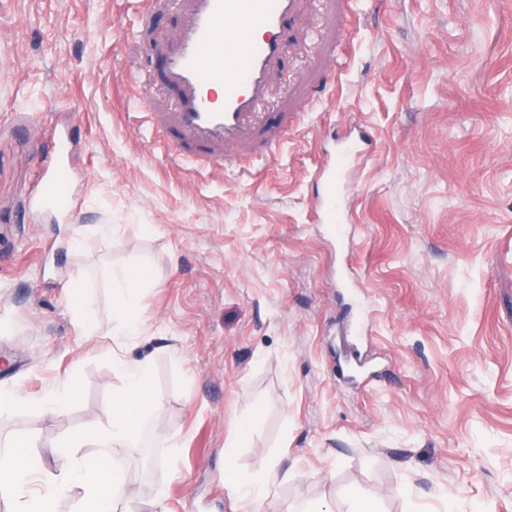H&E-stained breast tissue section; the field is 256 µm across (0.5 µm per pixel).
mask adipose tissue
I'll list each match as a JSON object with an SVG mask.
<instances>
[{
	"mask_svg": "<svg viewBox=\"0 0 512 512\" xmlns=\"http://www.w3.org/2000/svg\"><path fill=\"white\" fill-rule=\"evenodd\" d=\"M111 278L115 292L114 317L120 330L133 329L136 326L133 297L141 275L126 267L113 271ZM116 368L124 377L125 386L112 399L109 422L88 425L56 446L58 453L75 458L69 473L56 479L47 478L42 459L30 452V442L23 436L14 441L19 449L17 457L0 458V495L15 498L18 512H54L57 497L73 491L79 494L78 512H119L128 489L114 450L133 444L138 425L151 407V398L147 389V362L121 360ZM276 479V471L271 470L248 485L239 479L234 468H227L224 473L226 489L241 501L245 512H259L264 493Z\"/></svg>",
	"mask_w": 512,
	"mask_h": 512,
	"instance_id": "1",
	"label": "adipose tissue"
}]
</instances>
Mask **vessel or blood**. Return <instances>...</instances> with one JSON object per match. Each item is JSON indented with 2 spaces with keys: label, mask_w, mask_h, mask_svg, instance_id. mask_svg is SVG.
<instances>
[{
  "label": "vessel or blood",
  "mask_w": 512,
  "mask_h": 512,
  "mask_svg": "<svg viewBox=\"0 0 512 512\" xmlns=\"http://www.w3.org/2000/svg\"><path fill=\"white\" fill-rule=\"evenodd\" d=\"M295 0H191L190 20L168 50L164 64L168 81L180 94L179 126L183 137L199 151L241 131L258 106L267 72L282 51L284 20ZM222 88L215 98L214 88ZM71 137L61 130L54 135L52 161L41 172L38 209H62L56 192L60 171L70 157ZM358 142L342 144L335 161L322 165L319 178L325 192L316 201L320 222H346L339 193L347 161L360 156Z\"/></svg>",
  "instance_id": "1"
}]
</instances>
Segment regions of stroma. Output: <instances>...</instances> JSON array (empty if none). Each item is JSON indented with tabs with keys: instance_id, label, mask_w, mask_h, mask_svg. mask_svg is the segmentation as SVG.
Returning a JSON list of instances; mask_svg holds the SVG:
<instances>
[{
	"instance_id": "stroma-1",
	"label": "stroma",
	"mask_w": 512,
	"mask_h": 512,
	"mask_svg": "<svg viewBox=\"0 0 512 512\" xmlns=\"http://www.w3.org/2000/svg\"><path fill=\"white\" fill-rule=\"evenodd\" d=\"M186 21L184 0H0V392L76 390L0 413V454L25 436L68 473L55 446L108 420L114 358L147 356L125 512H241L229 461L277 471L262 512H512V0H298L252 135L224 145L240 172L145 132L179 136L164 53ZM58 126L63 215L30 205ZM348 138L369 152L337 238L317 172ZM121 267L143 273L128 334ZM361 303L383 374L356 386ZM112 288L115 292L114 318L121 331L136 327L133 312V297L138 288L141 275L130 267L122 268L111 273Z\"/></svg>"
}]
</instances>
